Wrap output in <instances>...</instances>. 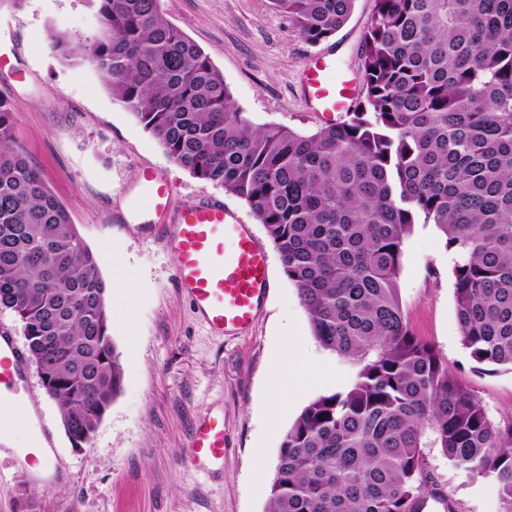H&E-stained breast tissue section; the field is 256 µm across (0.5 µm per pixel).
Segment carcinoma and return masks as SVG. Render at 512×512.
Segmentation results:
<instances>
[{"label":"carcinoma","instance_id":"obj_1","mask_svg":"<svg viewBox=\"0 0 512 512\" xmlns=\"http://www.w3.org/2000/svg\"><path fill=\"white\" fill-rule=\"evenodd\" d=\"M99 33L51 48L95 67L168 156L244 201L298 290L312 336L353 371L281 442L267 512H418L426 448L512 512V421L496 423L415 335L404 242L433 224L454 255L462 341L512 370V0H374L361 95L311 134L252 123L159 0H96ZM355 0H272L312 45ZM0 309L78 447L119 395L107 287L66 205L16 144L0 96Z\"/></svg>","mask_w":512,"mask_h":512}]
</instances>
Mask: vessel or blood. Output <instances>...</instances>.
<instances>
[{"instance_id":"obj_1","label":"vessel or blood","mask_w":512,"mask_h":512,"mask_svg":"<svg viewBox=\"0 0 512 512\" xmlns=\"http://www.w3.org/2000/svg\"><path fill=\"white\" fill-rule=\"evenodd\" d=\"M306 92L325 121H335L359 94L350 75L336 72L328 54L304 67ZM144 207L164 227L176 259L174 282L217 336H243L256 323L270 289V261L265 245L250 225L216 199L180 202L175 187L158 172L141 173ZM25 354L13 337L0 335V433L24 411ZM224 422L211 415L193 428L188 462L207 471L224 461Z\"/></svg>"}]
</instances>
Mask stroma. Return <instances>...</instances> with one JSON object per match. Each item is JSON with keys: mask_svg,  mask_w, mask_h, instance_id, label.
<instances>
[{"mask_svg": "<svg viewBox=\"0 0 512 512\" xmlns=\"http://www.w3.org/2000/svg\"><path fill=\"white\" fill-rule=\"evenodd\" d=\"M373 7L374 0H355L345 27L316 47L271 0H160L169 21L223 72L236 106L253 123L306 133L322 119L304 103L305 63L324 48L337 71L357 75ZM96 11L95 0H0V61L6 65L0 95L12 103L18 145L67 206L109 294L132 290L131 323L110 324L123 387L90 446L79 449L36 369H29L55 476L47 487L31 488L16 459L0 453V512H267L285 432L313 397L346 388L351 371L312 336L277 251L269 253L272 288L249 335L211 334L177 292L173 252L147 218L128 217L143 169L167 176L178 200L218 199L258 238L266 232L245 202L177 165L113 99L97 70L50 49L55 34L96 35ZM451 268L452 254L436 227L415 225L399 277L404 313L493 420L512 418V371L476 369L462 344ZM287 336L297 357L325 365L333 379L273 399L268 367ZM203 412L224 420V465L207 474L184 463ZM259 457L266 471L256 483L247 473ZM426 457L429 482L420 512H499L492 484L457 470L440 449H427Z\"/></svg>", "mask_w": 512, "mask_h": 512, "instance_id": "stroma-1", "label": "stroma"}]
</instances>
